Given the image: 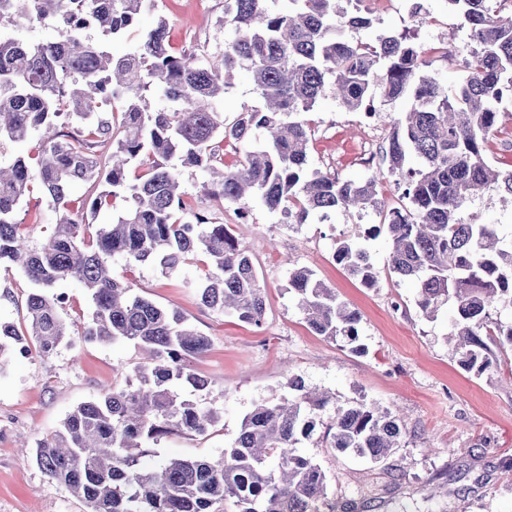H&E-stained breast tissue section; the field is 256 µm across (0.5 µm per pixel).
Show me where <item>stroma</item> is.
<instances>
[{
	"label": "stroma",
	"mask_w": 512,
	"mask_h": 512,
	"mask_svg": "<svg viewBox=\"0 0 512 512\" xmlns=\"http://www.w3.org/2000/svg\"><path fill=\"white\" fill-rule=\"evenodd\" d=\"M170 22L171 43L180 51L203 46L206 58L222 55L224 0H157ZM411 0L384 5L369 0L372 27L363 39L406 33L424 51L448 86L460 77L469 31L445 0H426L440 24L416 23ZM378 120L368 128L362 112L344 107L327 94L308 112L312 129L310 167L339 177L365 179L373 170L362 160L367 139L384 142L404 101L375 98ZM200 173L184 171L182 188L191 206L218 214L245 247L265 291L266 311L256 328L203 307L190 274L162 276L146 265L118 264L116 274L138 294L179 312L207 336L210 347L193 360L210 386L199 402L221 410L215 432L202 438L183 435L161 442L159 458H220L236 438L241 421L255 403H277L293 394L290 379L330 390L334 404L359 399L399 411L408 424L405 443L386 462L374 464L332 448L309 443L302 452L327 472L337 500H349L354 512H512V367L491 366L477 374L464 369L446 337L455 318L452 305L426 319L417 308L416 290L385 275L390 243L379 232L378 212L337 213L331 220L302 226L280 222L256 200H243L247 220L223 207L202 187ZM483 224L498 225L512 238V200L494 190L464 205ZM31 244L49 235L56 216L40 190H33L16 211ZM348 238L369 251L382 275L370 288L333 259L336 240ZM306 267L361 315L359 342L352 352L313 334L288 291L291 269ZM31 283L18 272L0 273V321L22 325ZM133 344L80 343L60 346L51 356L9 355L0 367V512H87L85 503L49 479L35 463L20 457V446L60 427L79 403L103 389L123 385L138 362ZM438 491L435 502L423 498L425 482Z\"/></svg>",
	"instance_id": "stroma-1"
}]
</instances>
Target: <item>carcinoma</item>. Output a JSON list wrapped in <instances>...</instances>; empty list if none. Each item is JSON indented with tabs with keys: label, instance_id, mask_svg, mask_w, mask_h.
Returning a JSON list of instances; mask_svg holds the SVG:
<instances>
[{
	"label": "carcinoma",
	"instance_id": "cac0c4a2",
	"mask_svg": "<svg viewBox=\"0 0 512 512\" xmlns=\"http://www.w3.org/2000/svg\"><path fill=\"white\" fill-rule=\"evenodd\" d=\"M361 0H224L223 54L202 61L194 51H170L169 22L157 16L132 51L114 57L87 34L94 27L114 37L156 11L155 0H0V267L15 266L32 283L28 328L0 322V357H46L76 341H127L146 360L123 386L76 407L55 431L21 450L50 479L82 498L88 512H338L329 480L297 448L319 436L327 447L383 463L402 447L408 429L400 415L360 400L336 409L324 423L330 397L290 382L296 395L276 405L259 403L244 417L231 448L218 459L166 458L147 466L161 441L206 435L220 412L193 399L208 380L188 366L210 347L184 318L119 280L112 264H147L163 275L192 265L201 304L255 328L263 325L264 288L246 250L222 222L192 210L181 191L182 169L209 177L208 195L228 205L255 198L284 224L328 220L336 212L382 213L390 237L388 273L411 283L428 318L452 303L453 350L463 367L481 373L493 365L489 344L512 353V320L493 317L512 308V239L494 224L460 216L464 202L486 189L512 200V168L493 169L485 144L506 114L501 97L512 92V18L503 0H446L467 25L471 49L453 92L429 71L431 62L404 34L372 42L351 40L371 18L349 10ZM61 31L55 41H27L11 28L21 20ZM252 76L263 100L256 109L224 120V90L233 71ZM336 86L350 110L406 101L392 120L379 169L361 181L308 167L311 110ZM68 103L77 128L63 133L59 103ZM39 134L34 163L18 146ZM237 160L225 168L216 136ZM112 144L104 158L101 148ZM146 166L128 181L133 161ZM394 178L407 203L382 209L377 186ZM107 189L83 199L90 216L118 194L131 202L110 224L72 217L69 194L77 184ZM42 189L58 214L50 237L32 246L14 220L24 197ZM334 260L361 283L376 284L370 254L349 239L335 243ZM77 281L88 292L91 317L71 331L55 292ZM288 290L316 335L365 351L358 343L359 313L308 268H296Z\"/></svg>",
	"mask_w": 512,
	"mask_h": 512
}]
</instances>
